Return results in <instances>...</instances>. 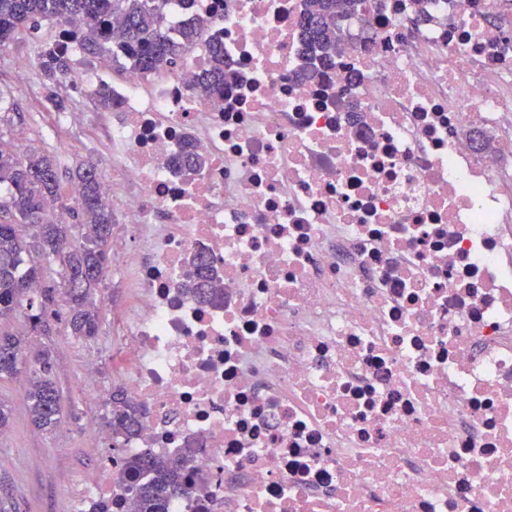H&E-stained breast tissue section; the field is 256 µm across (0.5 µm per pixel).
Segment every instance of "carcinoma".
I'll list each match as a JSON object with an SVG mask.
<instances>
[{
  "instance_id": "carcinoma-1",
  "label": "carcinoma",
  "mask_w": 512,
  "mask_h": 512,
  "mask_svg": "<svg viewBox=\"0 0 512 512\" xmlns=\"http://www.w3.org/2000/svg\"><path fill=\"white\" fill-rule=\"evenodd\" d=\"M168 0H0V48L23 31L34 32L45 21L86 18L80 28L62 29L50 43L40 45L37 65L46 89L45 99L56 112L68 109L69 99L57 92L72 74L74 47L89 55L109 48L112 62L144 74L177 65L201 42L202 30L194 22L184 24L179 35L168 34ZM358 0H318L315 10L300 23L302 53L313 70L332 64L336 56L339 21L352 16ZM211 69L198 86L216 87L224 80V47L209 44ZM74 184L79 199L72 208H52L60 199L56 159L39 148L20 154L0 139V184L8 193L0 197V322L23 312L29 335L49 334V319L60 320L53 297L62 295L68 308L65 328L76 338L96 336L102 314L100 287L107 269V251L112 240V204L102 190V175L93 164L76 170ZM81 218L82 241L70 239V225L63 215ZM198 280L190 291L199 298H216L209 277V261L191 259ZM55 270L57 279L47 275ZM25 341L0 330V380L26 375L28 412L40 429L51 432L61 423V394L49 377L50 351L38 354L40 368L25 367ZM107 426L112 436H130L139 429L138 410L122 387L112 390ZM113 484L131 495L134 512H169L170 498L186 490L183 465L150 454L113 458ZM147 477L129 483L131 475Z\"/></svg>"
}]
</instances>
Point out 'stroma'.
I'll use <instances>...</instances> for the list:
<instances>
[{
  "label": "stroma",
  "instance_id": "1",
  "mask_svg": "<svg viewBox=\"0 0 512 512\" xmlns=\"http://www.w3.org/2000/svg\"><path fill=\"white\" fill-rule=\"evenodd\" d=\"M40 35L21 33L0 48V94L6 100L0 112V138L22 152L37 146L54 155L59 163L60 189L68 191L77 167L98 163L101 150L88 137L86 124L74 122L64 134H57L45 101L43 79L37 66L18 69L15 60L35 58ZM112 276L101 290L103 312L93 342L69 336L63 322L52 324L49 335L35 339L36 351L51 352L50 376L62 395L64 419L55 431L45 432L31 421L23 380H1L0 401L11 408L9 435L0 439V497L8 496L12 512H73L76 491L70 484L80 469L97 464L100 451L88 446L89 428L104 425L108 404L95 405L80 386L84 374L82 352L95 347L98 354V387L111 394L117 386L112 369V308L126 298L122 286L124 258L109 255ZM35 353L29 361H36Z\"/></svg>",
  "mask_w": 512,
  "mask_h": 512
}]
</instances>
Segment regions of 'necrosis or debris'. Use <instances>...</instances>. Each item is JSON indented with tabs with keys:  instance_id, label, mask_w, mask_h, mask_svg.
Segmentation results:
<instances>
[{
	"instance_id": "4bbe7bcc",
	"label": "necrosis or debris",
	"mask_w": 512,
	"mask_h": 512,
	"mask_svg": "<svg viewBox=\"0 0 512 512\" xmlns=\"http://www.w3.org/2000/svg\"><path fill=\"white\" fill-rule=\"evenodd\" d=\"M315 7L169 0L203 29L180 66L69 80L112 98L118 444L182 461L169 512H512V0H361L317 74ZM199 253L218 301L184 291ZM209 52L211 56V69L210 71L201 79L199 83L194 75H192V81L202 87L205 90H208L210 87H216L220 83H223L224 80V47L217 41H212L209 44Z\"/></svg>"
}]
</instances>
